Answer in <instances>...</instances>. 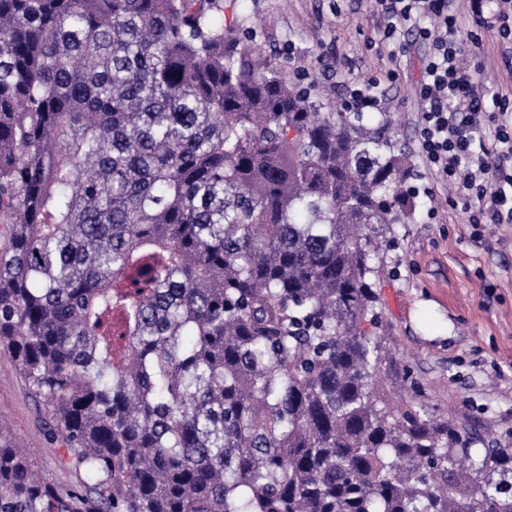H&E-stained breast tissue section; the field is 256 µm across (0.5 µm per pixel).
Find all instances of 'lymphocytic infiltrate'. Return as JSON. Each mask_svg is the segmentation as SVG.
I'll return each instance as SVG.
<instances>
[{"label": "lymphocytic infiltrate", "mask_w": 512, "mask_h": 512, "mask_svg": "<svg viewBox=\"0 0 512 512\" xmlns=\"http://www.w3.org/2000/svg\"><path fill=\"white\" fill-rule=\"evenodd\" d=\"M378 32H410L430 52L417 86V148L426 167L473 211L471 224L512 223V125L485 133L483 91L461 58L464 31L451 0H377Z\"/></svg>", "instance_id": "1"}]
</instances>
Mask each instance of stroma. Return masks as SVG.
<instances>
[{
    "mask_svg": "<svg viewBox=\"0 0 512 512\" xmlns=\"http://www.w3.org/2000/svg\"><path fill=\"white\" fill-rule=\"evenodd\" d=\"M224 21L257 20L254 43L288 83L311 89L322 111L343 109L350 81L378 83L388 101L386 131L411 165L415 219L395 225L381 255L383 320L396 366L412 370L416 390L450 420H491L512 428V223L489 224L481 239L462 205L421 162L415 86L428 53L401 39L396 63L376 34L375 0H224ZM455 7L478 43L463 57L487 96L512 100V60L498 28L478 23L467 0ZM0 432L51 482L76 483L59 466L61 449L45 434L36 403L12 360L0 355Z\"/></svg>",
    "mask_w": 512,
    "mask_h": 512,
    "instance_id": "obj_1",
    "label": "stroma"
}]
</instances>
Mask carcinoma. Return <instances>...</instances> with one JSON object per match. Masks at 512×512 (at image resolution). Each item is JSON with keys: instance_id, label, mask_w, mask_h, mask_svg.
Wrapping results in <instances>:
<instances>
[{"instance_id": "obj_1", "label": "carcinoma", "mask_w": 512, "mask_h": 512, "mask_svg": "<svg viewBox=\"0 0 512 512\" xmlns=\"http://www.w3.org/2000/svg\"><path fill=\"white\" fill-rule=\"evenodd\" d=\"M221 0H0V512H512V445L395 381L375 311L406 157ZM0 432L22 448L46 479L61 485L77 482L74 473L58 465L61 448L46 436L35 401L4 354L0 355Z\"/></svg>"}]
</instances>
